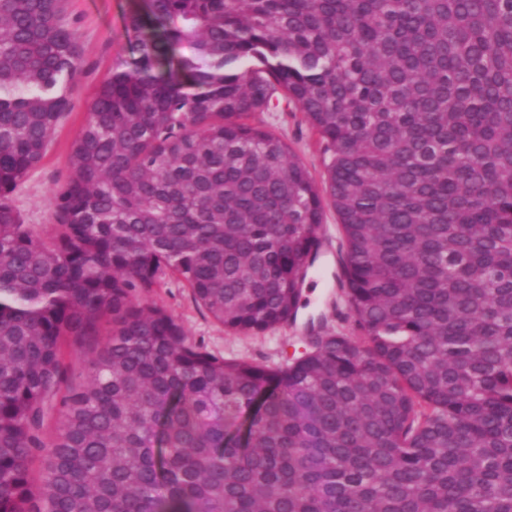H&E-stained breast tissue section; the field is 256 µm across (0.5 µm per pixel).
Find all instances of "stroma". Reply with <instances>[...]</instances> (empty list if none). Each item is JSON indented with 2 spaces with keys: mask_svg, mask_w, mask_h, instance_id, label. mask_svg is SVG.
<instances>
[{
  "mask_svg": "<svg viewBox=\"0 0 512 512\" xmlns=\"http://www.w3.org/2000/svg\"><path fill=\"white\" fill-rule=\"evenodd\" d=\"M143 0H69L68 17L77 29L85 66L70 89L72 107L58 127L53 143L14 195V205L25 223L42 233H51L55 222L52 196L65 179L72 143L84 124L89 105L115 60L128 57L134 39L127 30L126 17L139 9ZM255 123L270 125L287 143L290 151L308 168L318 187H325V156L301 115L260 113ZM339 220L333 208H326L321 231L322 245L310 269L302 303L293 323L258 335L231 331L213 320L199 307L188 288L170 277L146 297L148 305L166 310L184 328L190 340L223 358H243L266 366H275L292 357L310 323L323 322L333 331L354 334L355 325L341 299L336 280L345 249L338 231Z\"/></svg>",
  "mask_w": 512,
  "mask_h": 512,
  "instance_id": "stroma-1",
  "label": "stroma"
}]
</instances>
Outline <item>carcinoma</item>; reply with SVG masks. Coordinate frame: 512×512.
Segmentation results:
<instances>
[{
	"label": "carcinoma",
	"instance_id": "carcinoma-1",
	"mask_svg": "<svg viewBox=\"0 0 512 512\" xmlns=\"http://www.w3.org/2000/svg\"><path fill=\"white\" fill-rule=\"evenodd\" d=\"M126 25L44 235L13 195L83 50L65 0H0V512H512V0H145ZM255 112L303 114L325 190ZM326 197L358 338L272 370L136 301L170 272L224 327L279 328Z\"/></svg>",
	"mask_w": 512,
	"mask_h": 512
}]
</instances>
